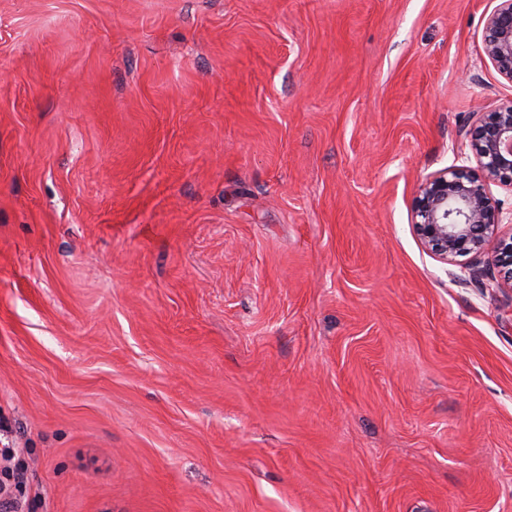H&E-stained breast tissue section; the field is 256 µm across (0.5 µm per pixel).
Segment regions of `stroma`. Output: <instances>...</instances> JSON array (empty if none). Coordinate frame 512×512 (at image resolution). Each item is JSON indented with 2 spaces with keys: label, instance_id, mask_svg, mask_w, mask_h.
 Listing matches in <instances>:
<instances>
[{
  "label": "stroma",
  "instance_id": "obj_1",
  "mask_svg": "<svg viewBox=\"0 0 512 512\" xmlns=\"http://www.w3.org/2000/svg\"><path fill=\"white\" fill-rule=\"evenodd\" d=\"M497 4L0 0L22 512H512V292L412 215Z\"/></svg>",
  "mask_w": 512,
  "mask_h": 512
}]
</instances>
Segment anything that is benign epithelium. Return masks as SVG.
Segmentation results:
<instances>
[{
    "label": "benign epithelium",
    "mask_w": 512,
    "mask_h": 512,
    "mask_svg": "<svg viewBox=\"0 0 512 512\" xmlns=\"http://www.w3.org/2000/svg\"><path fill=\"white\" fill-rule=\"evenodd\" d=\"M484 53L512 82V0H499L487 17ZM471 145L478 170L452 165L427 177L413 201V229L424 248L444 263L494 245L501 284L512 290V232H501L502 211L488 192L491 183L512 188V100L480 113Z\"/></svg>",
    "instance_id": "benign-epithelium-1"
}]
</instances>
